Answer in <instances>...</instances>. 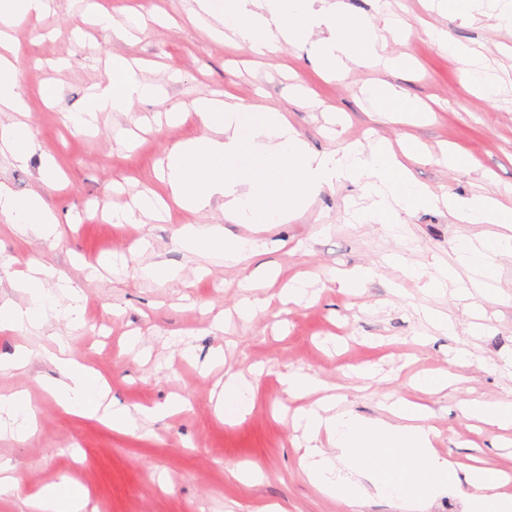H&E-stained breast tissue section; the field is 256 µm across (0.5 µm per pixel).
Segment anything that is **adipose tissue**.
<instances>
[{
  "label": "adipose tissue",
  "mask_w": 512,
  "mask_h": 512,
  "mask_svg": "<svg viewBox=\"0 0 512 512\" xmlns=\"http://www.w3.org/2000/svg\"><path fill=\"white\" fill-rule=\"evenodd\" d=\"M194 15L213 35L231 46H248L253 52L273 54L283 46L309 48L324 74L338 77L350 66L381 64L389 70L403 69L401 59L384 57L387 35L396 33L401 19L355 17L343 0H195ZM109 79L93 92L82 111L68 114L76 131L86 133L102 112H127L134 102L164 104L166 124L196 121L203 135L172 145L160 161L159 175L170 200L195 213L220 202L224 223L285 224L300 216L322 189L338 182L360 187L371 205L357 216L362 224H381L396 230L402 216L418 207L446 206L455 220L468 224H495L497 237L457 246L460 266L484 280L495 278L498 261L512 257V209L487 196L460 199L437 194L416 181L409 169L384 142L363 149L350 144L339 152H315L301 138L285 113L224 98L196 99L191 111L170 101L160 87L143 79L141 69L120 54L108 60ZM370 97L378 112L396 120L414 121L421 110L404 88L375 85ZM27 91L15 67L0 54V112L17 113L16 121L0 122V151L19 163L27 162L38 145L20 116L26 110ZM166 199V200H169ZM152 190H144L133 204L116 205L108 215L113 224H136L141 218L160 217L165 207ZM0 216L21 233L40 238L56 236L59 220L37 192L19 194L0 184ZM224 224H186L176 241L184 251L202 257H220L240 263L257 255L265 244L258 239L229 237ZM15 287L28 295L25 305L0 303V329H28L44 325L59 313L68 327L83 322L78 290L42 263L27 264L15 275ZM67 292L65 309H58L54 288ZM62 380L48 384V392L62 409L80 418L99 419L112 430L125 432L137 417L158 420L184 409L177 398L167 404L142 409L133 416L129 408H103L105 383L89 367L73 359L65 343L49 352ZM280 383L289 397L317 394V401L294 416L309 442L305 475L324 495L344 507L363 505L369 493L392 502L423 504L449 485L466 481L470 492L465 512H512V496L501 493L503 472L466 467L453 457L440 455L432 443L426 421L430 408L421 402L399 399L385 418H366L353 411H332L326 386L315 376L282 375ZM328 436L331 447L317 445ZM88 494L77 488L52 485L31 495L28 512H84Z\"/></svg>",
  "instance_id": "obj_1"
}]
</instances>
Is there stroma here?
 Instances as JSON below:
<instances>
[{
	"label": "stroma",
	"mask_w": 512,
	"mask_h": 512,
	"mask_svg": "<svg viewBox=\"0 0 512 512\" xmlns=\"http://www.w3.org/2000/svg\"><path fill=\"white\" fill-rule=\"evenodd\" d=\"M48 2L44 15L12 31L17 76L30 93L24 120L38 150L24 164L0 153V182L19 193L42 192L61 220V235H24L0 218V301L25 304L26 294L11 280L36 260L82 289L85 325L70 329L53 318L38 329L0 331V359L20 347L32 352L25 368L0 375V393L26 392L37 420L27 441L0 438V464L10 466L13 478L11 490L0 494V512H26L25 499L50 484L81 486L94 512H262L271 505L283 512H341L336 500L307 480L306 443L279 412L310 404L282 391L278 376L287 372L318 375L338 409L368 417L385 414L399 398L426 401L439 454L512 472V429L463 414L474 399L512 400V369H504L501 360L512 353V261L500 262L496 298L476 290L459 297L472 278L464 270L440 292L428 286L437 268L458 269V242L490 237L496 225L457 224L447 209L420 208L396 239L381 225L350 222V211L366 200L358 187L341 183L322 190L295 220L259 234L267 243L264 254L227 265L188 254L175 243L183 225L218 223L217 211L189 213L174 206L163 221L121 225L99 216L143 188L162 190L155 176L159 160L172 144L200 136V126L154 125L163 106L151 101L123 114L100 113L90 134L66 122L89 92L106 84L105 61L118 52L145 60V79L180 102L228 87L244 102L285 112L317 152L340 146L325 135L333 112L343 116L345 140L366 145L382 139L396 149L416 141L430 156L429 162L409 164L418 181L439 193L489 196L512 208V33L498 29L492 15L463 21L431 10L429 0H344L354 14L390 9L406 21L409 38L388 35L386 52L411 56L418 75L407 80L355 68L343 79L327 80L308 50L287 47L259 58L248 48L213 39L193 17L195 0ZM98 3L120 23L127 14H142L143 27L131 39H118L86 21ZM432 27L482 53L499 85L496 100L471 87L463 60L438 49L428 34ZM294 79L310 90L315 105L291 97ZM383 81L404 87L431 119H379L365 91ZM47 85L55 90L49 99L40 94ZM145 119L151 127L139 131L130 147L116 142L119 129ZM451 150L467 155L468 164L449 167ZM48 157L65 176L62 187L48 189L39 180ZM144 239L151 246L143 251ZM103 252L124 254L127 270L89 274L83 261ZM400 256L426 270V278L405 277L396 264ZM149 262L177 268L178 278H139L138 268ZM358 267L373 268V280L357 291L342 288L339 275ZM261 274L263 287L250 288L249 279ZM295 277L308 279L307 298L284 302L283 290ZM254 297L263 300L264 311L252 321L240 320L236 306ZM425 307L452 319L456 335L429 325L421 314ZM60 338L75 359L107 381L109 401L154 406L180 395L189 400V410L160 421L139 420L132 433L66 414L45 390L58 376L45 352ZM217 351L224 362L213 368L209 361ZM228 372L245 376L254 388L252 412L235 425L225 424L216 410ZM423 373L453 374L457 381L426 398L414 386ZM237 468L257 469L260 477L241 483L230 475ZM463 493L448 488L423 511L375 499L356 512H464Z\"/></svg>",
	"instance_id": "1"
}]
</instances>
